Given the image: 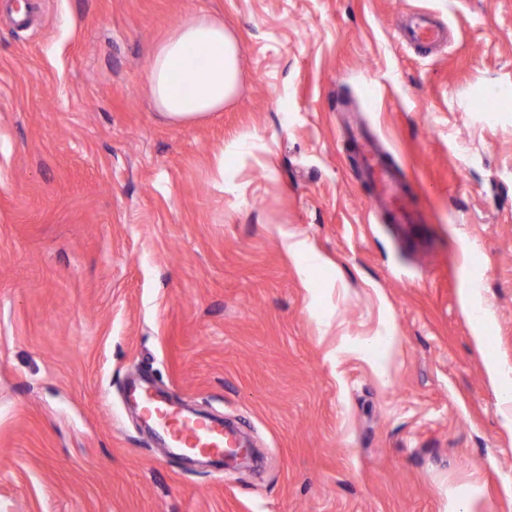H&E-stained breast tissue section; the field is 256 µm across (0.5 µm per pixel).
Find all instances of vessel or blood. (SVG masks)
Listing matches in <instances>:
<instances>
[{
  "instance_id": "vessel-or-blood-1",
  "label": "vessel or blood",
  "mask_w": 512,
  "mask_h": 512,
  "mask_svg": "<svg viewBox=\"0 0 512 512\" xmlns=\"http://www.w3.org/2000/svg\"><path fill=\"white\" fill-rule=\"evenodd\" d=\"M360 153L377 190V208L387 211L393 223H412L398 172L380 161L373 141L361 140ZM127 393L165 455L223 458L236 452V441L225 431L222 421L182 412L164 393L140 378L129 379Z\"/></svg>"
}]
</instances>
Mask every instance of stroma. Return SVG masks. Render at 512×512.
<instances>
[{"instance_id":"obj_1","label":"stroma","mask_w":512,"mask_h":512,"mask_svg":"<svg viewBox=\"0 0 512 512\" xmlns=\"http://www.w3.org/2000/svg\"><path fill=\"white\" fill-rule=\"evenodd\" d=\"M201 14L240 87L172 124L147 73ZM490 358L512 382V0H0V512H512ZM133 374L262 467L165 455ZM357 140L360 143L362 162L378 191L374 204L379 210L387 211L394 224H414L405 204L400 172L390 170L380 161L373 141L363 138Z\"/></svg>"}]
</instances>
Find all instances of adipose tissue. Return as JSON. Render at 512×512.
I'll return each instance as SVG.
<instances>
[{
    "instance_id": "ef3b65f1",
    "label": "adipose tissue",
    "mask_w": 512,
    "mask_h": 512,
    "mask_svg": "<svg viewBox=\"0 0 512 512\" xmlns=\"http://www.w3.org/2000/svg\"><path fill=\"white\" fill-rule=\"evenodd\" d=\"M240 55L223 22L196 16L179 25L154 51L147 75L157 110L174 123L222 111L239 88Z\"/></svg>"
}]
</instances>
